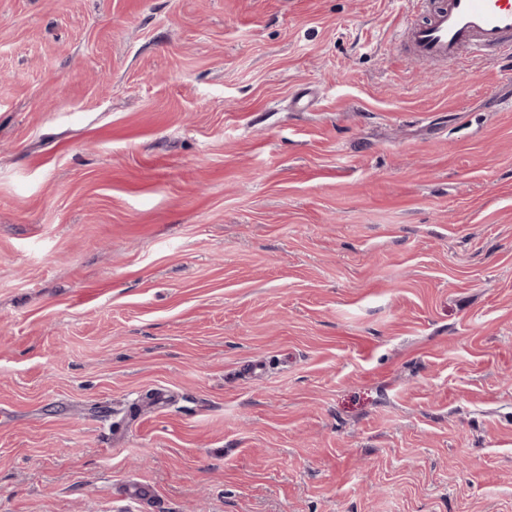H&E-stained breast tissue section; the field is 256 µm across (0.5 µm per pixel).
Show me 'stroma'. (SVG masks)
<instances>
[{"label": "stroma", "mask_w": 512, "mask_h": 512, "mask_svg": "<svg viewBox=\"0 0 512 512\" xmlns=\"http://www.w3.org/2000/svg\"><path fill=\"white\" fill-rule=\"evenodd\" d=\"M409 12L0 0V512H512V67Z\"/></svg>", "instance_id": "1"}]
</instances>
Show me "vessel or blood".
Masks as SVG:
<instances>
[{"instance_id":"b4317fda","label":"vessel or blood","mask_w":512,"mask_h":512,"mask_svg":"<svg viewBox=\"0 0 512 512\" xmlns=\"http://www.w3.org/2000/svg\"><path fill=\"white\" fill-rule=\"evenodd\" d=\"M413 13L398 35L411 60L456 63L462 50L512 63V0H410Z\"/></svg>"}]
</instances>
